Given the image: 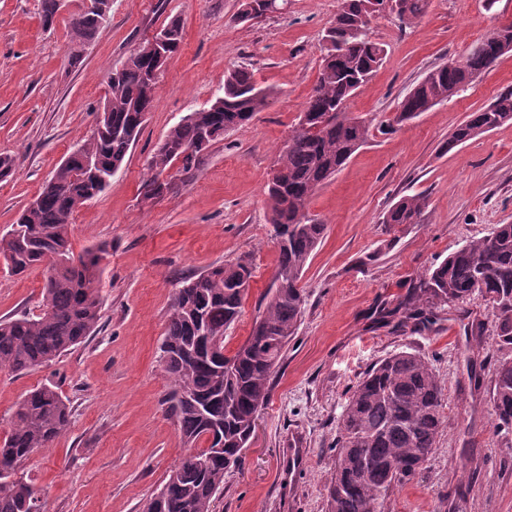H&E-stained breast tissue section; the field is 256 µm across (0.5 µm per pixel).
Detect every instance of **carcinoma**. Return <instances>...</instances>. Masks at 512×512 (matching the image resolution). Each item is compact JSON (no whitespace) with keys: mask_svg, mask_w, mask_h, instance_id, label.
Returning a JSON list of instances; mask_svg holds the SVG:
<instances>
[{"mask_svg":"<svg viewBox=\"0 0 512 512\" xmlns=\"http://www.w3.org/2000/svg\"><path fill=\"white\" fill-rule=\"evenodd\" d=\"M399 2L398 20L407 27L427 13L430 0ZM372 4L373 0H338L325 30L316 84L279 149L276 166L281 176L268 184L278 251L272 281L250 335L224 363L212 357L194 359L191 353L205 330L222 336L238 319L252 278L248 263L241 260L185 277L174 290L159 350L171 385L169 411L189 453L164 482L169 499L150 497L144 512H214L225 473L241 463V451L255 431L272 377L304 312V269L326 234L327 225L308 216L309 202L370 135V122L351 115L350 104L386 57L384 45L368 34ZM287 5L288 0H243L238 20L251 22ZM58 12V0H41L44 29L53 26ZM101 26V15L92 9L71 18L70 65L82 63L85 47ZM163 30L169 35L172 56L182 43V26L173 19ZM511 52L512 42L488 33L472 45L458 67H437L416 84L400 102L393 123L402 125L448 101L471 84L472 70H487ZM158 78L146 39L109 74L104 102L109 111L101 113L96 132L80 139L35 202L0 236V258L11 274L35 269L44 273L40 312L0 319V372L34 371L97 331L108 244L74 257L71 221L75 212L107 189L138 141L144 128L140 108L153 105ZM270 96L246 67L225 74L224 93L216 98L221 107L186 114L147 159L143 200L175 192L177 182L170 170H197L211 146L263 111ZM509 121L512 91L470 113L443 150ZM313 126L321 127L317 137L307 132ZM427 208V196L406 195L386 211L383 223L419 224ZM476 291L490 306L494 330L469 315L467 335L478 345L490 337L499 347L512 350V224L498 225L435 265L394 313L417 328L426 327L445 306ZM443 396L441 379L419 354L398 352L369 368L350 389L342 414L326 512H377V505L396 487L423 470L442 436ZM491 399L498 425L512 429V359L496 364ZM70 417L69 400L50 385L34 388L17 404L0 440V512H40L38 498L23 495L29 483L21 464L52 447L67 431Z\"/></svg>","mask_w":512,"mask_h":512,"instance_id":"cac0c4a2","label":"carcinoma"}]
</instances>
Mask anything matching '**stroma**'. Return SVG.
Instances as JSON below:
<instances>
[{
  "instance_id": "obj_1",
  "label": "stroma",
  "mask_w": 512,
  "mask_h": 512,
  "mask_svg": "<svg viewBox=\"0 0 512 512\" xmlns=\"http://www.w3.org/2000/svg\"><path fill=\"white\" fill-rule=\"evenodd\" d=\"M242 0H112L81 65L68 63L70 17L43 29L39 0H0V153L17 158L0 181V235L38 195L96 123L108 74L145 38L178 19L183 42L166 64L143 132L100 197L71 226L74 255L106 242L99 329L50 366L0 372V436L22 396L56 385L72 409L67 432L23 469L43 512H141L186 448L168 411L159 346L179 279L238 260L253 268L225 350L246 340L269 287L277 250L268 183L276 154L317 81L321 37L337 0H288L257 23L237 19ZM512 0H431L399 29L370 24L386 59L354 98L370 121L367 142L312 197L327 226L302 277L306 305L285 348L243 464L224 477L215 512H325L340 415L350 388L375 363L407 351L427 358L444 385L443 433L426 467L384 502L385 512H512V429L498 428L490 392L493 341L478 346L462 319L487 317L481 294L446 307L430 329L401 327L392 310L419 278L470 240L512 224V122L443 151L471 112L512 89V53L447 102L404 125L391 120L425 75L463 57L501 23ZM248 68L269 105L209 150L193 176L152 204L140 200L146 160L170 127L221 96L224 74ZM429 205L420 224H384L402 196ZM42 275H11L0 262V318L37 310ZM483 358L472 392V358ZM480 470L463 477L460 465Z\"/></svg>"
}]
</instances>
